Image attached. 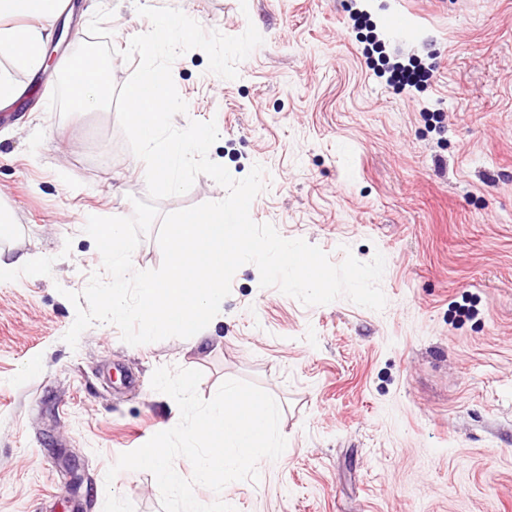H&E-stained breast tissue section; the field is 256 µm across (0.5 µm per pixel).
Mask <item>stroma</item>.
Segmentation results:
<instances>
[{
  "mask_svg": "<svg viewBox=\"0 0 512 512\" xmlns=\"http://www.w3.org/2000/svg\"><path fill=\"white\" fill-rule=\"evenodd\" d=\"M176 8L228 36L255 25L263 45L229 80L198 49L172 76L188 105L176 127L215 121L209 157L234 178L265 169L252 218L286 239L385 257L382 310L341 297L306 306L242 265L212 339L126 344L96 323L76 346L67 292L102 257L88 214H133L142 160L114 109L48 108L78 44L121 56L150 30L138 6ZM404 12L409 40L383 22ZM54 63L9 69L24 103L0 109L6 249L34 270L0 283V512H103L107 492L162 512L150 472L120 454L170 429L179 408L152 389L156 368L202 372V398L239 379L270 393L287 447L255 482L222 494L237 512H512V0H69ZM197 176L157 202L168 214L222 200Z\"/></svg>",
  "mask_w": 512,
  "mask_h": 512,
  "instance_id": "obj_1",
  "label": "stroma"
}]
</instances>
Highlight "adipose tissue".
Masks as SVG:
<instances>
[{"instance_id":"ef3b65f1","label":"adipose tissue","mask_w":512,"mask_h":512,"mask_svg":"<svg viewBox=\"0 0 512 512\" xmlns=\"http://www.w3.org/2000/svg\"><path fill=\"white\" fill-rule=\"evenodd\" d=\"M59 9V0H0V56L20 69L39 70L51 39L45 23Z\"/></svg>"}]
</instances>
